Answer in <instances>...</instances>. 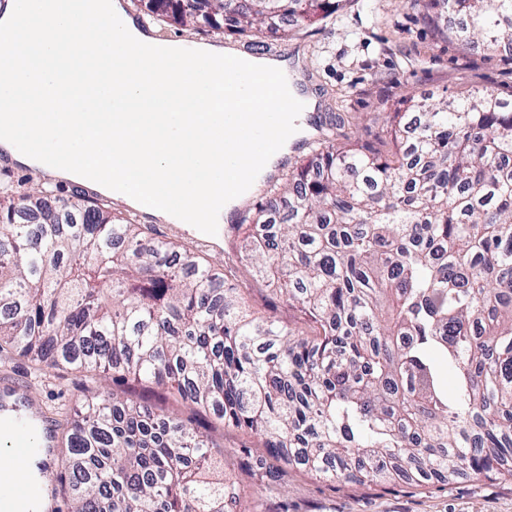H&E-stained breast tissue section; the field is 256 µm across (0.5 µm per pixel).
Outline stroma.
Segmentation results:
<instances>
[{
  "mask_svg": "<svg viewBox=\"0 0 512 512\" xmlns=\"http://www.w3.org/2000/svg\"><path fill=\"white\" fill-rule=\"evenodd\" d=\"M129 13L148 17L156 36L170 41L223 42L270 54L290 47L302 57L310 92L320 101L324 127L372 145L385 137L384 115L401 107L405 98L449 99L464 90L496 88L512 92V64L501 57L485 58L479 44L458 46L437 39L432 29L410 9L407 0H342L323 20L297 28L288 40L267 31L239 34L208 27H183L167 18L148 15L142 0H127ZM49 182L66 198L77 182L47 180L45 175L0 155V183L24 192ZM146 235L194 250L215 268L234 269L239 288L252 311L306 329L304 317L285 299L271 295L252 267L232 225H225L221 243L200 242L189 226L142 217ZM25 394L35 412L64 438L65 416L81 408L89 392H116L136 402L165 403L162 390L133 379L114 384L104 372L55 369L0 350V391ZM200 432L223 438L232 473L251 488L247 512H512V484L470 476L451 483H347L315 480L293 468L266 486L250 467L247 449L258 448L254 435L222 429L213 422L199 424Z\"/></svg>",
  "mask_w": 512,
  "mask_h": 512,
  "instance_id": "obj_1",
  "label": "stroma"
}]
</instances>
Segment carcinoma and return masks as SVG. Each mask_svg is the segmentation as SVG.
<instances>
[{
  "mask_svg": "<svg viewBox=\"0 0 512 512\" xmlns=\"http://www.w3.org/2000/svg\"><path fill=\"white\" fill-rule=\"evenodd\" d=\"M182 26L291 35L343 0H142ZM436 33L510 51L512 0H408ZM461 27L442 24L445 16ZM417 134L401 138L408 113ZM387 153L312 142L238 232L309 330L243 309L228 275L80 194H0V341L51 368L150 383L260 437L284 466L362 483L512 480V96L409 97ZM72 512H225L224 443L91 396L66 421Z\"/></svg>",
  "mask_w": 512,
  "mask_h": 512,
  "instance_id": "1",
  "label": "carcinoma"
}]
</instances>
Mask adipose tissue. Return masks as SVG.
Here are the masks:
<instances>
[{
  "mask_svg": "<svg viewBox=\"0 0 512 512\" xmlns=\"http://www.w3.org/2000/svg\"><path fill=\"white\" fill-rule=\"evenodd\" d=\"M22 13L36 27L22 36L18 65L0 67V88L9 94L0 151L19 165L81 180L136 209L147 187L160 200L150 216L221 224L297 139L315 133L288 111L300 64L251 59L257 81L275 82L265 102L283 112L286 127L257 162L227 174L225 152L251 150L224 123L235 47L203 42L185 54L130 21L125 0H0V36L14 33ZM115 18L124 19L123 33L104 43L103 25ZM18 114L26 127L15 125ZM57 153L66 164L45 167L44 157Z\"/></svg>",
  "mask_w": 512,
  "mask_h": 512,
  "instance_id": "adipose-tissue-1",
  "label": "adipose tissue"
}]
</instances>
